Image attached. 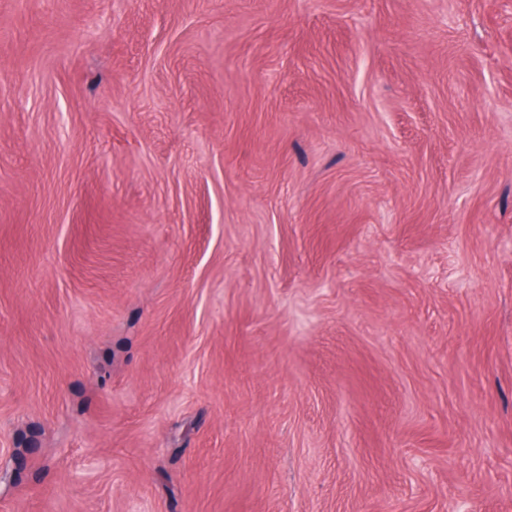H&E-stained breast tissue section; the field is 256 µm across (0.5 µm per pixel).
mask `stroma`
Instances as JSON below:
<instances>
[{
  "label": "stroma",
  "mask_w": 512,
  "mask_h": 512,
  "mask_svg": "<svg viewBox=\"0 0 512 512\" xmlns=\"http://www.w3.org/2000/svg\"><path fill=\"white\" fill-rule=\"evenodd\" d=\"M0 512H512V0H0Z\"/></svg>",
  "instance_id": "obj_1"
}]
</instances>
